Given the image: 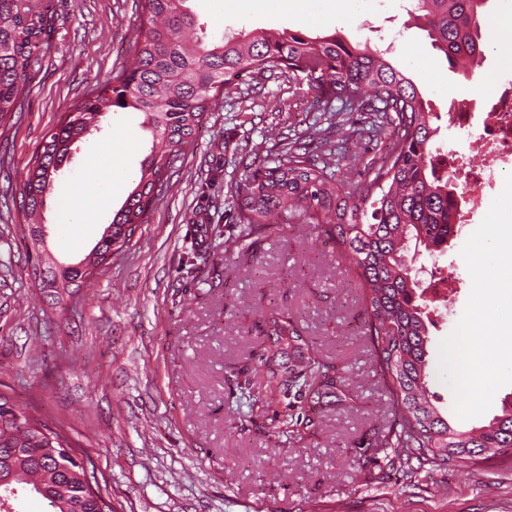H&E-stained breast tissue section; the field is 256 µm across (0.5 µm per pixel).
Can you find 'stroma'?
<instances>
[{
  "mask_svg": "<svg viewBox=\"0 0 512 512\" xmlns=\"http://www.w3.org/2000/svg\"><path fill=\"white\" fill-rule=\"evenodd\" d=\"M48 12L51 35L40 69L28 75L21 111L0 120V394L66 435L114 512H512V453L480 466L456 464L406 480L381 475L367 446L389 425L388 397L375 377L358 292L313 224H274L248 236L234 218L230 191L245 165H271L283 138L321 119L313 93L293 75L242 82L223 95L175 164L149 223L130 245L62 301L30 276L35 254L22 232L21 179L46 135L73 104L113 71L134 62L135 0H32ZM409 0H187L211 40L224 34L336 33L369 43L425 89L435 141L464 150L478 128L448 122L450 96L475 89L410 21ZM484 46L512 54V0H489L480 21ZM131 110L107 115L102 132L76 143L46 196L48 244L75 263L100 239L140 176L153 138ZM345 159L333 171L357 176L386 144L341 132ZM112 149V167L95 173V151ZM105 202L80 222L86 195ZM466 226L442 256L418 249V279L452 272L462 283L447 321L430 329L429 361L462 316L471 279L460 255ZM294 315L318 351L346 367L350 403L273 448L264 405L273 393L256 371L250 394L224 380L256 351L270 308ZM256 425H240L238 405Z\"/></svg>",
  "mask_w": 512,
  "mask_h": 512,
  "instance_id": "stroma-1",
  "label": "stroma"
}]
</instances>
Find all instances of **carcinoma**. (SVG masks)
Listing matches in <instances>:
<instances>
[{
  "label": "carcinoma",
  "mask_w": 512,
  "mask_h": 512,
  "mask_svg": "<svg viewBox=\"0 0 512 512\" xmlns=\"http://www.w3.org/2000/svg\"><path fill=\"white\" fill-rule=\"evenodd\" d=\"M187 0H140L135 41L136 64L78 102L42 142L22 178L19 208L30 240L41 234L40 210L71 147L106 115L132 108L144 114L158 149L140 164V180L112 223L80 263L64 269L36 254L32 274L41 275L40 290L54 284L80 285L131 242L152 207L168 189V171L216 101L245 78L291 73L302 77L327 107L339 103L347 112L369 115L370 133L391 140V149L363 176L342 180L332 172L333 126L316 130L323 155L311 159L301 141L285 143L271 167L246 168L234 199L237 223L247 235L258 234L276 218L317 224L336 247V258L360 294L366 313L365 336L373 372L389 399L391 426L374 446L394 454L386 465L414 478L451 462L477 464L512 449V401L488 424L463 430L444 419L429 401L427 316L418 300L409 244L441 253L460 235L454 223L456 184L437 168L431 149L434 129L423 92L413 80L366 43L338 35L311 37L296 33L284 39L262 32L224 36L209 45L190 35L196 19ZM414 16L447 58L465 76L480 67L484 50L480 18L488 0H414ZM47 19L30 0H0V116L21 111L26 77L37 64L36 42ZM264 336L257 362L287 400L289 413L275 423V445L313 425L295 418L306 403L337 405L346 397L345 378L327 360L294 316L271 308L262 315ZM251 362L227 371V383L250 389ZM60 433L33 422L17 407L0 416V478L46 500L51 512H112L100 492L85 491L87 475L58 448Z\"/></svg>",
  "instance_id": "1"
}]
</instances>
